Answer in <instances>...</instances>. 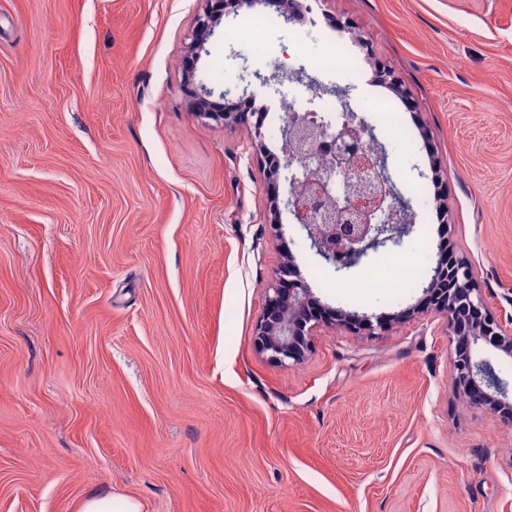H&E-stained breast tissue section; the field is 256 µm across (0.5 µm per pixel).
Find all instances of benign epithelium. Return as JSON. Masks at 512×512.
Masks as SVG:
<instances>
[{
    "instance_id": "obj_1",
    "label": "benign epithelium",
    "mask_w": 512,
    "mask_h": 512,
    "mask_svg": "<svg viewBox=\"0 0 512 512\" xmlns=\"http://www.w3.org/2000/svg\"><path fill=\"white\" fill-rule=\"evenodd\" d=\"M270 3L277 4L289 21L305 11L302 0H206L182 62L186 93L199 115L224 123L236 121L237 113L224 111L226 92L217 93L195 82L197 65L225 14ZM283 132L289 150L268 164L266 176L276 182L281 170L288 171V209L319 257L342 270L358 264L371 250L401 244L409 233V205L386 173L383 149L359 155L361 140L370 134L363 120L345 113L341 125L334 129L316 112L291 113ZM336 181L341 196L333 203L331 186ZM302 182L306 186L301 194L296 186ZM424 291L435 299L431 311L447 322L449 341L454 344L450 378L456 391L495 413L511 431L509 383L490 360L476 357L474 348L482 341L512 358V317L502 320L490 312L477 273L463 255H455L450 266L447 254L441 253ZM318 305L320 301L302 277L291 249L284 250L279 277L266 291L264 311L255 326V350L280 366L298 365L311 352L313 331L322 323L355 336L385 328L384 323L375 324L366 315L328 306V320L322 322L313 315Z\"/></svg>"
}]
</instances>
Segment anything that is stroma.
<instances>
[{
  "label": "stroma",
  "mask_w": 512,
  "mask_h": 512,
  "mask_svg": "<svg viewBox=\"0 0 512 512\" xmlns=\"http://www.w3.org/2000/svg\"><path fill=\"white\" fill-rule=\"evenodd\" d=\"M204 7L0 0V512L106 491L142 512H512V432L456 395L445 319L421 285L365 282L397 260L428 280L449 241L512 315V0H321L314 27L226 16L200 73L225 109L246 88L267 106L259 150L185 95ZM339 40L356 71L309 69ZM379 62L415 101L411 140L376 110L394 97ZM311 92L375 128L411 206L402 245L349 269L289 212L266 221L290 191L263 172L281 101ZM282 242L322 303L388 328L318 327L294 366L257 354Z\"/></svg>",
  "instance_id": "1"
}]
</instances>
